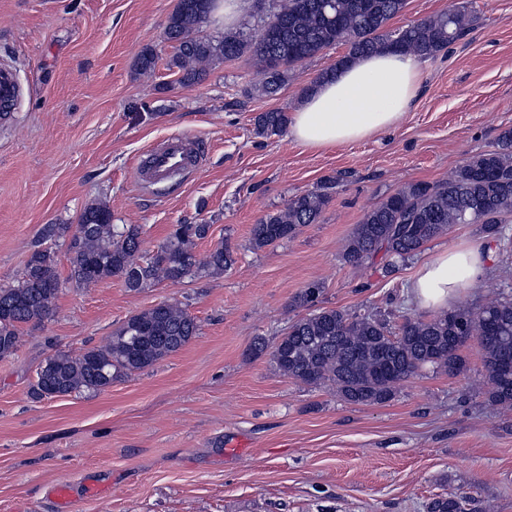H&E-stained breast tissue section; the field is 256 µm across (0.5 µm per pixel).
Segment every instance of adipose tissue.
I'll return each instance as SVG.
<instances>
[{"instance_id": "1", "label": "adipose tissue", "mask_w": 512, "mask_h": 512, "mask_svg": "<svg viewBox=\"0 0 512 512\" xmlns=\"http://www.w3.org/2000/svg\"><path fill=\"white\" fill-rule=\"evenodd\" d=\"M422 77L421 62L411 54L360 57L300 102L289 134L309 149L325 150L394 129L413 106ZM486 260L479 244L445 249L417 270L411 283L414 304L428 311L451 308L464 292L480 287Z\"/></svg>"}]
</instances>
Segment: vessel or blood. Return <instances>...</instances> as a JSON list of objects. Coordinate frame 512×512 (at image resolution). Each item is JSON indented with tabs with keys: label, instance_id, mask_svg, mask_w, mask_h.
Segmentation results:
<instances>
[{
	"label": "vessel or blood",
	"instance_id": "vessel-or-blood-1",
	"mask_svg": "<svg viewBox=\"0 0 512 512\" xmlns=\"http://www.w3.org/2000/svg\"><path fill=\"white\" fill-rule=\"evenodd\" d=\"M201 162L200 144L189 136L176 134L152 144L145 151L136 168V177L143 183H158L175 173L194 170ZM102 493V485L93 480L79 486L59 481L48 488V496L57 512H70V505L76 498L95 500Z\"/></svg>",
	"mask_w": 512,
	"mask_h": 512
}]
</instances>
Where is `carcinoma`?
I'll return each mask as SVG.
<instances>
[{"label":"carcinoma","mask_w":512,"mask_h":512,"mask_svg":"<svg viewBox=\"0 0 512 512\" xmlns=\"http://www.w3.org/2000/svg\"><path fill=\"white\" fill-rule=\"evenodd\" d=\"M406 0H280L276 12L247 40L236 35L213 39L200 35L213 0H177L166 30L176 53L169 66L179 83H200L218 60L252 51L265 74L263 91L277 92L293 67L325 49L347 46V53L325 68L313 84L333 77L354 59L385 49L423 59L436 56L469 30L473 16L465 7L421 21L388 28ZM289 124L284 111L262 112L255 118L257 134L282 133ZM336 187L327 179L318 187L288 200L283 209L259 220L251 231L256 249L294 237L305 224H316ZM512 214V129L502 132L492 149L467 158L446 180L415 182L388 195L368 211L347 240L342 261L354 267L385 260L388 273L397 260L416 256L457 224H480L501 246L512 243L503 226ZM207 224H178L156 254L137 260L141 228L112 223L104 203L87 205L79 224H47L27 261L18 285L0 288V358L16 350L21 324H40L53 311L61 281L55 251L47 241L67 242L68 280L77 288L120 277L131 290L196 273H222L234 263L224 245L198 257L195 240L207 236ZM322 284L309 283L295 299L300 307L314 304ZM198 325L177 303L163 302L131 316L110 342L78 356L56 353L37 373L35 393L43 396L102 392L112 381L151 367L177 352L197 335ZM473 336L485 352L488 402L512 408V294L501 293L478 310L459 307L431 318H407L392 325L385 315L349 314L318 308L294 322L273 346L263 337L252 344L255 354L272 348L271 360L285 377L307 385H331L344 399L358 404L384 403L395 389L431 366L460 370V349ZM469 498L450 492L434 498L428 512H466Z\"/></svg>","instance_id":"1"}]
</instances>
